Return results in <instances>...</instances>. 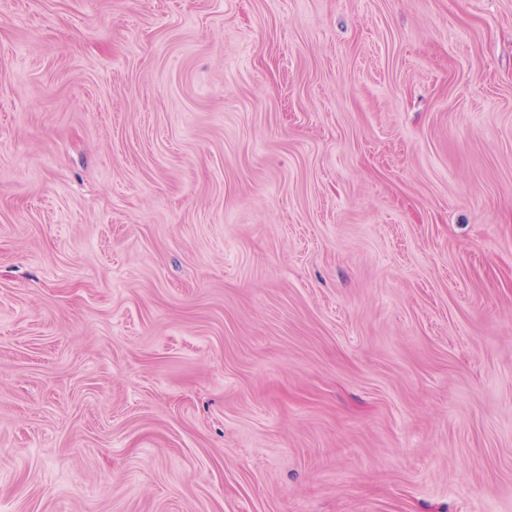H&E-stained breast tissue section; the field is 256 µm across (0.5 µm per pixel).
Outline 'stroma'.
Masks as SVG:
<instances>
[{
  "instance_id": "35a3bbf8",
  "label": "stroma",
  "mask_w": 512,
  "mask_h": 512,
  "mask_svg": "<svg viewBox=\"0 0 512 512\" xmlns=\"http://www.w3.org/2000/svg\"><path fill=\"white\" fill-rule=\"evenodd\" d=\"M0 512H512V0H0Z\"/></svg>"
}]
</instances>
